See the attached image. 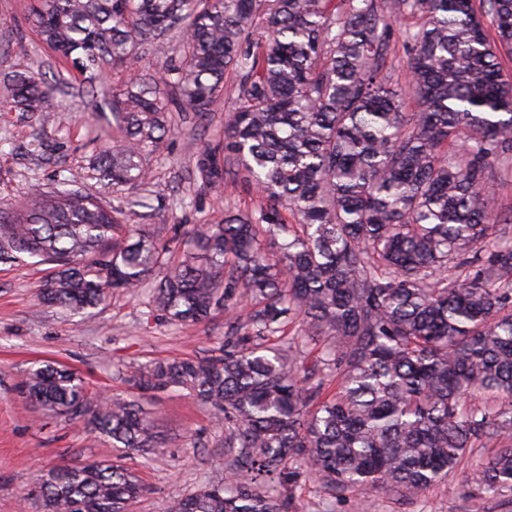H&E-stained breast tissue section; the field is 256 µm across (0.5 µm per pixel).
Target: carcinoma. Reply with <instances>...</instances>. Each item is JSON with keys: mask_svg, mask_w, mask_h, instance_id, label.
Listing matches in <instances>:
<instances>
[{"mask_svg": "<svg viewBox=\"0 0 512 512\" xmlns=\"http://www.w3.org/2000/svg\"><path fill=\"white\" fill-rule=\"evenodd\" d=\"M404 17L403 87L385 61ZM35 24L64 61L58 78L90 74L112 123L97 189L63 179L0 215V259L55 265L38 299L73 314L116 290L188 326L249 302L214 354L134 377L224 419V483L171 512H292L273 484L300 467L329 489L415 497L489 447L474 483L512 492V237L498 228L512 214L488 183L492 166L512 167V82L497 56L512 47V0H39ZM171 33L183 55L165 77L131 69ZM108 63L126 71L114 86ZM173 104L201 122L224 107L223 157L204 152L202 179L240 175L263 201L193 227L172 257L128 223L139 201L107 205L100 190L148 183ZM60 107L31 71L0 102L44 123ZM295 322L308 365L268 344ZM19 392L114 448H164L139 401L102 402L63 366L33 365ZM36 488L44 512H127L145 492L111 460L57 467Z\"/></svg>", "mask_w": 512, "mask_h": 512, "instance_id": "obj_1", "label": "carcinoma"}]
</instances>
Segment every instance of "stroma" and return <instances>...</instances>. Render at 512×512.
I'll return each instance as SVG.
<instances>
[{"instance_id": "35a3bbf8", "label": "stroma", "mask_w": 512, "mask_h": 512, "mask_svg": "<svg viewBox=\"0 0 512 512\" xmlns=\"http://www.w3.org/2000/svg\"><path fill=\"white\" fill-rule=\"evenodd\" d=\"M36 0H0V94L14 72L54 73L59 57L42 42L33 23ZM63 107L52 125L37 117L0 111V205L25 201L33 188L49 189L67 178L89 185V163L106 128L95 117L91 87L70 73L57 92ZM173 130L153 164L157 195L137 218L155 240L171 242L178 227L215 224L225 206L247 212L261 197L242 182L202 184L197 160L220 151L224 112L200 129L193 113L172 112ZM51 271L34 258L0 260V512H42L28 492L38 475L79 460L121 461L146 487L129 512H170L178 500L208 485L223 483L228 460L224 424L188 392L146 394L131 377L141 365L162 358L210 355L224 338L228 313L187 327L151 309L145 299L112 294L106 305L81 316L40 303L37 290ZM49 360L76 372L95 393L140 401L165 442V451L147 458L125 454L87 426L69 423L33 406L17 392L28 368ZM478 494L468 471L450 473L414 498L385 489L369 499L338 492L308 474L291 488L295 512H512V493Z\"/></svg>"}]
</instances>
